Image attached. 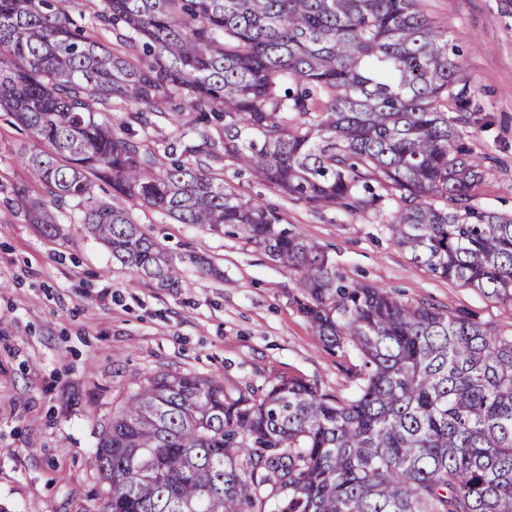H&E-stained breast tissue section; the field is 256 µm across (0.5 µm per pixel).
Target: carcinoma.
<instances>
[{
    "label": "carcinoma",
    "mask_w": 512,
    "mask_h": 512,
    "mask_svg": "<svg viewBox=\"0 0 512 512\" xmlns=\"http://www.w3.org/2000/svg\"><path fill=\"white\" fill-rule=\"evenodd\" d=\"M72 3L0 0V110L49 146L23 161L51 204L86 201L67 220L157 288L180 271L133 206L232 226L294 272L320 340L362 358L345 402L299 379L228 398L214 377L157 374L90 458L103 512H512V336L346 283L213 167L313 208L375 209L383 196L360 190L389 188L397 246L511 303L512 215L471 204L484 158L457 128L463 60L415 0H103L110 46L75 27ZM114 103L130 108L117 127L97 118ZM154 115L177 133L151 148ZM96 180L112 199L93 198ZM16 197L62 235L51 204Z\"/></svg>",
    "instance_id": "carcinoma-1"
}]
</instances>
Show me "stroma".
<instances>
[{"label": "stroma", "mask_w": 512, "mask_h": 512, "mask_svg": "<svg viewBox=\"0 0 512 512\" xmlns=\"http://www.w3.org/2000/svg\"><path fill=\"white\" fill-rule=\"evenodd\" d=\"M464 60L473 99L461 127L490 155L473 206L512 213V0H418ZM36 142L0 112V512H100L90 456L140 385L166 370L216 376L227 396L262 394L302 379L337 400L353 398L361 357L328 351L297 304L295 276L231 228L181 224L134 207L143 232L178 263L181 286L163 290L113 263L85 225L49 239L30 224L14 190L47 199L22 162ZM224 181L275 208L283 228L321 246L345 280L410 303L465 312L492 333L512 334V303L432 274L398 247L375 210L314 209L247 170ZM199 256L220 277L190 263Z\"/></svg>", "instance_id": "obj_1"}]
</instances>
